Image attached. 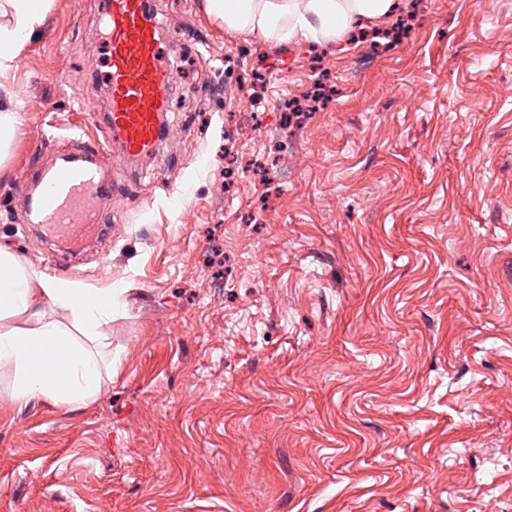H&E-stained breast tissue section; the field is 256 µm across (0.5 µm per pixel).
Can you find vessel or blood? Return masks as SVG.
<instances>
[{
    "mask_svg": "<svg viewBox=\"0 0 512 512\" xmlns=\"http://www.w3.org/2000/svg\"><path fill=\"white\" fill-rule=\"evenodd\" d=\"M99 22L108 50L107 108L90 113L99 135L49 163L27 165L16 194L24 224L75 256L112 244V214L125 196L112 179L111 145L128 160L153 155L180 81L152 0H103Z\"/></svg>",
    "mask_w": 512,
    "mask_h": 512,
    "instance_id": "b4317fda",
    "label": "vessel or blood"
}]
</instances>
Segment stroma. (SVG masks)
Here are the masks:
<instances>
[{
    "mask_svg": "<svg viewBox=\"0 0 512 512\" xmlns=\"http://www.w3.org/2000/svg\"><path fill=\"white\" fill-rule=\"evenodd\" d=\"M414 7L393 46L391 16L277 46L163 0L203 104L116 163L133 205L70 265L12 197L105 106L100 0H52L0 73V247L123 294L96 399L0 374V512H512V0ZM18 125V114L15 111L0 112V158L5 154L9 143L14 139Z\"/></svg>",
    "mask_w": 512,
    "mask_h": 512,
    "instance_id": "stroma-1",
    "label": "stroma"
}]
</instances>
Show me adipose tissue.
I'll use <instances>...</instances> for the list:
<instances>
[{"mask_svg": "<svg viewBox=\"0 0 512 512\" xmlns=\"http://www.w3.org/2000/svg\"><path fill=\"white\" fill-rule=\"evenodd\" d=\"M11 16L0 26V72L14 50L35 32L51 0H5ZM396 0H207L227 31L261 33L280 45L301 39L333 42L366 20L393 14ZM121 289L90 295L75 282L37 278L17 255L0 250V366L13 372L12 400L43 395L61 403L84 402L100 391L101 368L93 346L112 316ZM69 309V324L48 317L47 305Z\"/></svg>", "mask_w": 512, "mask_h": 512, "instance_id": "obj_1", "label": "adipose tissue"}]
</instances>
